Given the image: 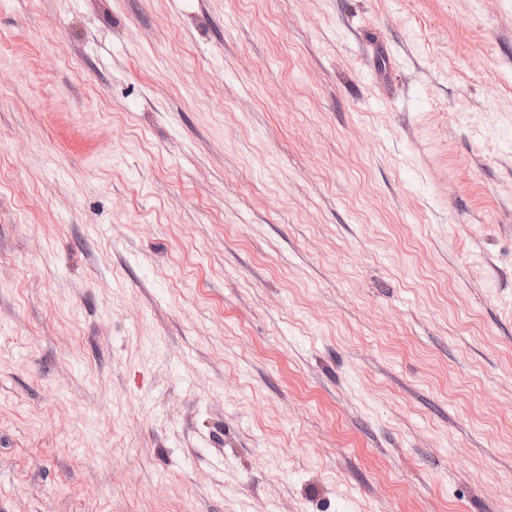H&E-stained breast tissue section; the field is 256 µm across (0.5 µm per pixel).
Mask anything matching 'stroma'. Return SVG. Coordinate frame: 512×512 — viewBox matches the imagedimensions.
<instances>
[{"instance_id": "stroma-1", "label": "stroma", "mask_w": 512, "mask_h": 512, "mask_svg": "<svg viewBox=\"0 0 512 512\" xmlns=\"http://www.w3.org/2000/svg\"><path fill=\"white\" fill-rule=\"evenodd\" d=\"M0 512H512V0H0Z\"/></svg>"}]
</instances>
